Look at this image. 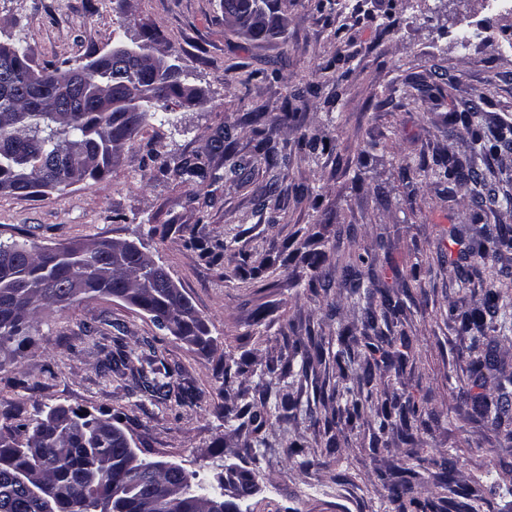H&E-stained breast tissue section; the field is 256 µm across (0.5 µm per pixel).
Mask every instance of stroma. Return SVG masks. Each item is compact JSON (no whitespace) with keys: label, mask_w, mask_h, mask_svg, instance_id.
Wrapping results in <instances>:
<instances>
[{"label":"stroma","mask_w":512,"mask_h":512,"mask_svg":"<svg viewBox=\"0 0 512 512\" xmlns=\"http://www.w3.org/2000/svg\"><path fill=\"white\" fill-rule=\"evenodd\" d=\"M219 4L0 0V42L26 47L37 65L76 66L154 34L198 92L197 102L171 101L143 124L102 177L35 196L0 192V242L136 243L165 266L214 340L199 351L111 296L46 311L20 363L0 369V425L56 405L106 413L141 460L213 483L229 469L248 473L255 491L239 512H392L385 471L414 476L422 501L435 499L444 472L455 501L474 490L481 512H512V437L475 411L482 400L512 403V332L489 333L497 369L477 382L473 334L450 317L484 310L492 281L473 276L458 245L512 229V150L478 157L487 175L478 193L467 184L442 196L433 175L436 159L468 152L472 126H512V9L496 0H281L285 33L252 42L225 28ZM311 83L317 92L281 122ZM480 94L487 100L472 125L449 123ZM258 107L283 156L274 168L250 122ZM225 132L244 165L236 177L213 148ZM195 160L206 179L173 176ZM296 249L327 260L310 269L290 260ZM349 253L363 254L404 304L387 334L407 335L408 359L376 370L370 389L417 402L419 418L408 432H382L367 412L326 448L324 423L344 382L332 360L315 361L278 384L293 419L267 402L269 445L246 453L223 409L267 385V365L300 367L298 337L363 335L364 304L336 265ZM266 257L274 276L251 277ZM313 277L323 285L316 293ZM119 345L131 370L148 358L166 364L169 397L103 369ZM292 445L301 452L290 457Z\"/></svg>","instance_id":"1"}]
</instances>
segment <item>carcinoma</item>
Returning <instances> with one entry per match:
<instances>
[{
    "mask_svg": "<svg viewBox=\"0 0 512 512\" xmlns=\"http://www.w3.org/2000/svg\"><path fill=\"white\" fill-rule=\"evenodd\" d=\"M222 14L234 13L238 24L231 30L249 41H261L284 34V21L278 0H221ZM15 68L9 79L26 90V95L0 94V178L13 176L40 183L49 177L55 187L74 183L73 172L89 171L98 178L112 166L114 146L134 134L168 102L181 97L180 77L162 86L154 85V76L146 70H117L107 76L106 89L122 87L146 96L142 111L130 113L122 108L110 112L95 111L89 101L92 88L74 96L68 109L55 100V77L61 68H36L25 49L13 46ZM479 153L498 152L502 138L473 134ZM437 178L441 184L466 181L475 185L485 177L468 159L454 155L440 162ZM100 248L85 256L58 260L46 250L24 242L6 244L15 260L9 278L0 274V368L18 360L29 343V333L41 311L58 303L62 285L72 277L88 280L90 294L118 296L132 288L138 296V308L149 314L158 327L162 320L174 324L184 335L193 337V345L205 351L213 339L189 300L177 291H168L158 283L154 261L142 252H120L112 256V241L101 239ZM512 252V230L484 235L474 241L471 256L475 265ZM490 318L500 317L504 326L512 320V297L499 288L488 290L485 298ZM400 307L386 292H380L377 306L366 309L367 326L377 330L378 316H387ZM295 350L307 358H323L324 338L308 336L295 342ZM161 368L153 362L136 369L134 379L145 392L168 395V384L158 379ZM366 406L353 399L336 409V421L325 423L324 433L350 426ZM380 418L379 430L405 420L418 411V404L399 405L383 402L372 408ZM475 411L501 426L504 410L499 405L479 402ZM74 408L62 405L49 408L45 416L0 430V512H90L97 501L108 498L112 512H164L162 500L168 495L185 494L180 512H208L212 500L224 495L222 482L212 484L182 468L167 470L158 462L139 460L133 448L112 433L120 430L111 417L86 413L75 415L79 426L71 435L56 434ZM394 512H429L430 502L412 494L409 479L384 478Z\"/></svg>",
    "mask_w": 512,
    "mask_h": 512,
    "instance_id": "1",
    "label": "carcinoma"
}]
</instances>
